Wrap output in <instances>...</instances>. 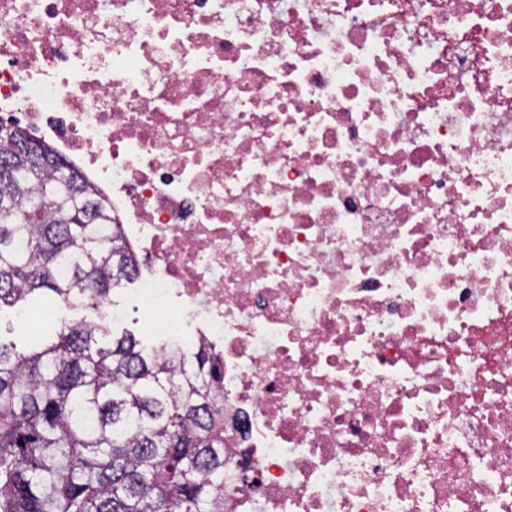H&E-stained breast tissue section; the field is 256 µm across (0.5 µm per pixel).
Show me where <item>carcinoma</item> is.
<instances>
[{"instance_id":"carcinoma-1","label":"carcinoma","mask_w":512,"mask_h":512,"mask_svg":"<svg viewBox=\"0 0 512 512\" xmlns=\"http://www.w3.org/2000/svg\"><path fill=\"white\" fill-rule=\"evenodd\" d=\"M0 131V306L98 310L136 260L91 185ZM95 320L0 340V512H224V423L206 351L173 361Z\"/></svg>"}]
</instances>
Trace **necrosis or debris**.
I'll use <instances>...</instances> for the list:
<instances>
[{"instance_id": "obj_1", "label": "necrosis or debris", "mask_w": 512, "mask_h": 512, "mask_svg": "<svg viewBox=\"0 0 512 512\" xmlns=\"http://www.w3.org/2000/svg\"><path fill=\"white\" fill-rule=\"evenodd\" d=\"M0 114L218 364L229 512H512V0H0Z\"/></svg>"}]
</instances>
